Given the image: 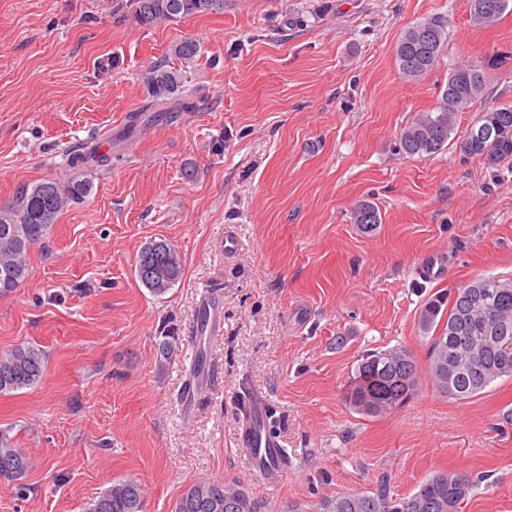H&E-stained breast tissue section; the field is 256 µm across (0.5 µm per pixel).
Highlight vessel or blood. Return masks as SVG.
Masks as SVG:
<instances>
[{"instance_id":"obj_1","label":"vessel or blood","mask_w":512,"mask_h":512,"mask_svg":"<svg viewBox=\"0 0 512 512\" xmlns=\"http://www.w3.org/2000/svg\"><path fill=\"white\" fill-rule=\"evenodd\" d=\"M224 331V308L221 303L203 293L199 305V319L194 327L196 344L193 348L191 380L184 392L187 408H194L206 396L213 359ZM248 467L266 484L279 485L288 473L283 460L284 451L272 436L268 426V411L258 398H249L244 407L243 426L239 439Z\"/></svg>"}]
</instances>
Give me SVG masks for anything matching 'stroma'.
<instances>
[{
  "label": "stroma",
  "mask_w": 512,
  "mask_h": 512,
  "mask_svg": "<svg viewBox=\"0 0 512 512\" xmlns=\"http://www.w3.org/2000/svg\"><path fill=\"white\" fill-rule=\"evenodd\" d=\"M429 19L448 32L440 64L405 80L396 42ZM186 39L197 55L176 58ZM466 60L487 64L488 95L458 113L459 137L484 108L512 105V7L482 29L469 0H224L220 13L143 26L133 0H0V205L45 179L91 184L0 296V351L26 342L45 354L37 387L0 394V429L32 459L20 479L0 478V512H86L127 479L142 512H173L200 480L242 486L255 512H324L354 492L411 495L448 469L483 478L462 512H512V378L443 396L418 326L430 295L512 278V169L452 147L399 149ZM159 63L193 107L129 130ZM85 142L110 166L72 169ZM362 199L381 215L368 234L351 219ZM152 239L184 264L159 297L136 274ZM433 257L441 274L422 278ZM204 289L224 305V336L187 421ZM395 346L416 359V394L376 418L356 413L347 396L362 356ZM250 391L288 450L275 487L238 444Z\"/></svg>",
  "instance_id": "35a3bbf8"
}]
</instances>
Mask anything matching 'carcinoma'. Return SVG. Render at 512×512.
I'll list each match as a JSON object with an SVG mask.
<instances>
[{
    "mask_svg": "<svg viewBox=\"0 0 512 512\" xmlns=\"http://www.w3.org/2000/svg\"><path fill=\"white\" fill-rule=\"evenodd\" d=\"M470 20L482 28L496 26L509 7V0H469ZM224 11V0H135V17L143 26L197 14ZM448 33L436 20L409 27L395 47L399 74L415 81L439 65ZM154 111L174 106L190 109L186 101L172 103L178 88L176 72L162 65L146 74ZM487 95L485 65L457 63L448 69V80L435 107L418 113L401 130L400 150L408 156L430 157L455 144L464 159L478 158L490 167L512 161V106H490L479 113L461 139H454L456 114ZM482 126L492 128L488 137L477 136ZM109 157L92 147L73 153V168L88 163L107 166ZM91 190L89 182L70 178L44 180L17 192L15 200L0 205V296L13 292L29 275L30 248L41 241L57 216L72 201ZM381 222L378 208L359 203L352 223L373 230ZM149 265L152 274L139 278L155 296L167 293L182 275V261L166 240H150L141 248L136 270ZM419 328L431 334L428 369L442 394L466 400L482 394L496 380L512 377V281L475 280L449 293L429 298L423 305ZM388 364L379 365L378 353L362 357L350 390L349 404L357 411L379 416L409 401L418 391V365L403 348L386 350ZM468 355L465 375L455 385L443 381V364ZM44 353L33 344H17L0 352V394L36 387L42 380ZM30 457L15 447L8 431L0 430V477L19 479L29 469ZM485 477L439 471L426 478L409 497L391 499L383 490L340 496L329 504V512H462L466 501ZM89 512H142V490L133 480L119 482L102 492ZM175 512H254L249 495L241 488L215 481H198L184 493Z\"/></svg>",
    "mask_w": 512,
    "mask_h": 512,
    "instance_id": "1",
    "label": "carcinoma"
}]
</instances>
